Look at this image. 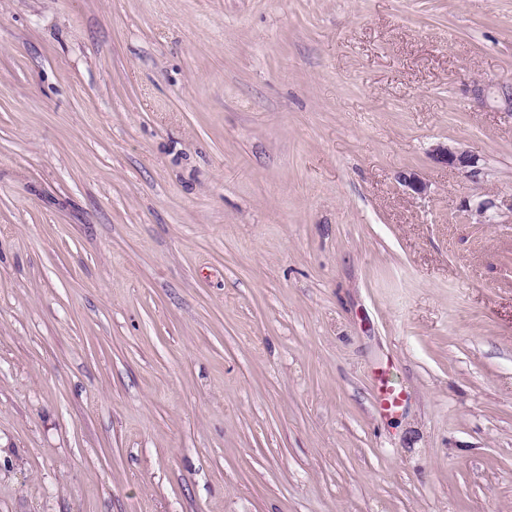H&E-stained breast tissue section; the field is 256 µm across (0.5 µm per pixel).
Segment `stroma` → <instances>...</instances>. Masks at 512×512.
<instances>
[{"label":"stroma","instance_id":"35a3bbf8","mask_svg":"<svg viewBox=\"0 0 512 512\" xmlns=\"http://www.w3.org/2000/svg\"><path fill=\"white\" fill-rule=\"evenodd\" d=\"M502 83L512 0H0V512H512ZM432 152L433 157L438 162L449 167L464 170L467 173L473 174V176L477 175L478 171L472 169L475 164V158L467 151L450 147L448 144H438Z\"/></svg>","mask_w":512,"mask_h":512}]
</instances>
